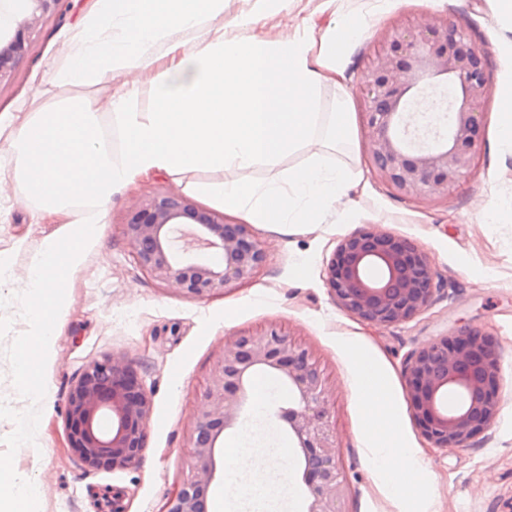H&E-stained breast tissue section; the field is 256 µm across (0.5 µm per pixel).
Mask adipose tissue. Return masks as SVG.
Here are the masks:
<instances>
[{
	"label": "adipose tissue",
	"instance_id": "adipose-tissue-1",
	"mask_svg": "<svg viewBox=\"0 0 512 512\" xmlns=\"http://www.w3.org/2000/svg\"><path fill=\"white\" fill-rule=\"evenodd\" d=\"M223 12L224 0H100L86 17L69 64L56 72L57 84L108 83L116 69L130 65L155 71L151 111L137 109L134 86L109 102L123 137L120 150L106 140L100 103L91 97L36 112L19 128L0 114V156L14 161L20 192L46 216L71 217L69 233L46 240L31 258L29 287L37 310L22 358L49 343V315L65 297L66 268L79 263L97 238L113 194L143 176L266 166L272 172L266 182H232L217 191L224 206L247 209L256 224L306 223L343 200L348 175L323 166L315 133L317 89L322 69L336 55L335 39L324 42L315 68L304 36L276 43L229 39ZM186 31L194 33V44L182 40ZM161 40L167 47L158 58L153 50ZM298 148L308 150V163L281 168ZM240 454L237 448L225 451V503L246 491L275 496L269 474L287 473V453L254 465L245 485L236 473ZM32 489L30 479L0 457V501H9L7 512H27Z\"/></svg>",
	"mask_w": 512,
	"mask_h": 512
}]
</instances>
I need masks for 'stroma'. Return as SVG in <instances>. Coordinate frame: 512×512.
I'll use <instances>...</instances> for the list:
<instances>
[{
  "instance_id": "35a3bbf8",
  "label": "stroma",
  "mask_w": 512,
  "mask_h": 512,
  "mask_svg": "<svg viewBox=\"0 0 512 512\" xmlns=\"http://www.w3.org/2000/svg\"><path fill=\"white\" fill-rule=\"evenodd\" d=\"M253 3L224 0L226 37L276 42L293 26L317 48L330 19L365 28L362 35L342 37L336 73L321 79L317 93L319 136L327 135L341 103L353 131L323 154L328 164L351 172L346 205L322 210L309 224L253 225L264 265L250 282L200 300L142 274L122 232L128 210L144 195L171 190L243 224L245 213L223 209L212 187L259 183L270 172L258 165L145 177L113 196L98 241L68 271L45 357L24 366L19 351L34 309L30 258L46 239L64 236L67 226L63 217L49 219L35 207L0 200V257L13 272L0 284V456L35 480L29 512H163L188 473L190 412L225 336L277 325L310 347L327 378L346 512H512V211L499 207L512 199V149L496 142L500 90L512 82V23L501 18L493 0H276L256 23L243 24ZM96 9L97 0H69L63 14L43 19L12 81L0 86V114L12 116L15 126L84 94V87L54 83L53 68L63 63L81 20ZM434 16L467 31L489 56L490 68L488 94L479 106L476 171L448 197L429 202L397 195L376 177L366 154L359 87L384 29ZM369 226L416 243L438 276L431 304L408 321L369 324L341 310L328 292L327 260L340 240ZM463 325L481 329L499 352L500 412L468 447L439 449L414 420L404 364L412 352ZM111 354L126 356L153 395L141 460L113 472L83 466L63 420L68 392L85 366ZM371 384L384 385L391 397V442L414 449L425 470L399 473L367 455L360 397ZM403 482L414 485L413 495H401Z\"/></svg>"
}]
</instances>
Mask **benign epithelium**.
Here are the masks:
<instances>
[{
    "label": "benign epithelium",
    "instance_id": "obj_1",
    "mask_svg": "<svg viewBox=\"0 0 512 512\" xmlns=\"http://www.w3.org/2000/svg\"><path fill=\"white\" fill-rule=\"evenodd\" d=\"M23 14L0 35V85L9 83L43 18L63 0H17ZM488 59L470 36L437 17L413 26L395 23L381 35L360 89L370 125L366 152L379 179L402 196H448L475 171L481 138L478 104L487 93ZM439 88L448 92L447 125L421 129L411 106ZM124 236L142 273L188 298L224 294L251 281L266 254L248 224L171 191L138 199ZM211 250L220 261L196 254ZM326 286L344 311L390 325L412 319L436 288L432 262L406 238L363 228L343 238L326 264ZM499 358L493 342L469 325L413 353L404 368L415 421L434 448H464L500 411ZM266 373L288 388L280 419L302 460L304 512H345L339 448L330 432L328 387L310 349L271 326L224 337L211 380L190 414L189 472L164 512H208L213 482L224 475V433L239 421L254 376ZM459 395L448 406V393ZM152 393L120 355L89 363L70 388L64 421L70 445L92 470H127L146 447Z\"/></svg>",
    "mask_w": 512,
    "mask_h": 512
}]
</instances>
